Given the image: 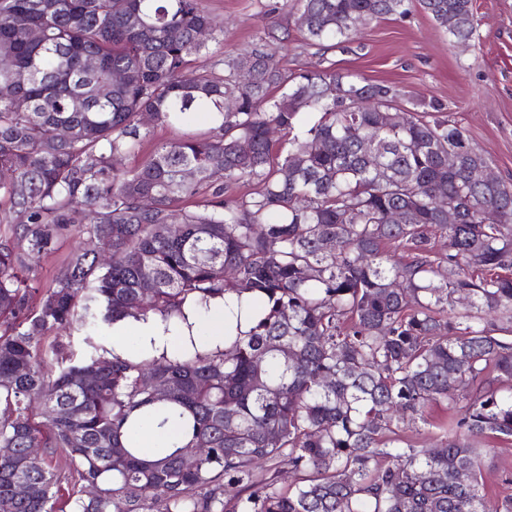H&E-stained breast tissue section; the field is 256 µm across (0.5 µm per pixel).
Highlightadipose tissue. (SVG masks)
Wrapping results in <instances>:
<instances>
[{
    "mask_svg": "<svg viewBox=\"0 0 512 512\" xmlns=\"http://www.w3.org/2000/svg\"><path fill=\"white\" fill-rule=\"evenodd\" d=\"M262 308V302L252 294H228L211 299L205 307L187 303L183 319L175 322L152 314L140 319L127 317L114 322L109 329V355L129 359L140 352L155 358L170 357L190 346L203 353L221 351L227 345V337L249 333ZM133 440L147 455L157 447L182 445L185 438L180 424H164L152 415Z\"/></svg>",
    "mask_w": 512,
    "mask_h": 512,
    "instance_id": "adipose-tissue-1",
    "label": "adipose tissue"
}]
</instances>
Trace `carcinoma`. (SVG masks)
<instances>
[{"instance_id":"obj_1","label":"carcinoma","mask_w":512,"mask_h":512,"mask_svg":"<svg viewBox=\"0 0 512 512\" xmlns=\"http://www.w3.org/2000/svg\"><path fill=\"white\" fill-rule=\"evenodd\" d=\"M419 5L454 41L478 35L473 0ZM295 6L320 44L409 0ZM279 40L194 69L224 42L202 0H0V218L39 253L81 239L42 293L0 241V512H512L482 493L479 448L512 438V328L491 322L512 316V185L475 175L487 157L448 117L400 122L389 85L290 74ZM194 112L220 119L124 164L149 127ZM244 179L253 192L225 198ZM171 220L180 233L161 235ZM245 292L264 314L224 351L106 357L121 317L171 321ZM72 329L81 356L44 345ZM436 401L453 418L423 450L405 433ZM144 409L188 441L152 459L126 448Z\"/></svg>"}]
</instances>
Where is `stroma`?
I'll return each instance as SVG.
<instances>
[{
    "mask_svg": "<svg viewBox=\"0 0 512 512\" xmlns=\"http://www.w3.org/2000/svg\"><path fill=\"white\" fill-rule=\"evenodd\" d=\"M223 19L224 49H250L269 25L286 32L276 58L288 71L327 67L393 86L400 107L415 112L440 105L482 148L496 174L512 183V0H474L478 38L453 43L420 6L403 18L371 22L349 40L308 44L292 7L267 12L273 0H203ZM484 493L490 503L512 497V441L484 447Z\"/></svg>",
    "mask_w": 512,
    "mask_h": 512,
    "instance_id": "1",
    "label": "stroma"
}]
</instances>
